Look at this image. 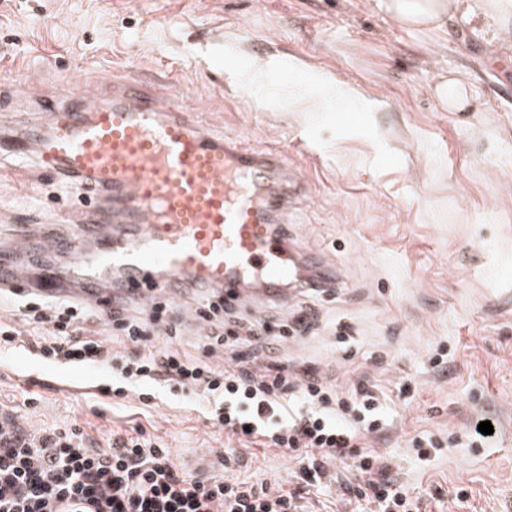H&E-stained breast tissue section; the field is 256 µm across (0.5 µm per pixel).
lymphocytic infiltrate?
<instances>
[{
    "label": "lymphocytic infiltrate",
    "mask_w": 512,
    "mask_h": 512,
    "mask_svg": "<svg viewBox=\"0 0 512 512\" xmlns=\"http://www.w3.org/2000/svg\"><path fill=\"white\" fill-rule=\"evenodd\" d=\"M10 311L0 320V351L25 352L57 367L96 365L108 372L100 397L147 410L168 397L202 401L228 441L216 451L223 478L185 470L167 446L142 426L84 432L79 423L28 431L11 409H0V512H316L313 495L337 483L336 512L364 503L367 512H419L410 486L378 452L391 427L385 393L364 378L340 388L316 368L288 369L255 348L305 334L315 311L299 309L291 323L239 319L212 302L197 315L207 332L203 356L172 349L183 319L171 305L130 302L110 316L85 302L45 294L0 293ZM103 318V330L90 329ZM168 343L157 346L159 337ZM225 365L214 364L217 354ZM287 454L296 484L239 474L236 444Z\"/></svg>",
    "instance_id": "lymphocytic-infiltrate-1"
}]
</instances>
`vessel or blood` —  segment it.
I'll return each instance as SVG.
<instances>
[{"label":"vessel or blood","instance_id":"obj_1","mask_svg":"<svg viewBox=\"0 0 512 512\" xmlns=\"http://www.w3.org/2000/svg\"><path fill=\"white\" fill-rule=\"evenodd\" d=\"M174 81L130 76L107 96L73 85L15 140L40 177L76 176L80 194L64 236L36 237L9 211L0 289L110 311L168 292L196 304L209 288L260 314L314 282L341 286L337 268L305 257L286 230L307 194L303 169L287 152L207 133L191 91H168Z\"/></svg>","mask_w":512,"mask_h":512}]
</instances>
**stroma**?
<instances>
[{"label":"stroma","instance_id":"stroma-1","mask_svg":"<svg viewBox=\"0 0 512 512\" xmlns=\"http://www.w3.org/2000/svg\"><path fill=\"white\" fill-rule=\"evenodd\" d=\"M375 0H0V78L24 85L0 95L19 136L44 94L71 82L132 73L194 89L215 136L295 152L312 182L290 230L299 248L337 264L343 284L265 317L291 318L313 301L316 329L297 337L289 365L318 368L337 386L365 376L397 404L381 449L402 481L435 497L429 512H512V42L486 21L430 31L401 26ZM468 82L475 112H446L437 73ZM338 84L355 104L297 112L295 97ZM262 111H255V104ZM0 197L32 224H55L74 192L52 179ZM351 338L341 349L335 327ZM41 384L43 399L24 394ZM0 404L33 429L71 422L135 424L196 469L223 448L224 432L191 405L141 410L101 405L82 370L31 356L0 357ZM497 420L493 443L469 441L471 416ZM447 437L429 462L414 435Z\"/></svg>","mask_w":512,"mask_h":512}]
</instances>
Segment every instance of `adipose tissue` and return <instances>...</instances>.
I'll return each instance as SVG.
<instances>
[{
    "label": "adipose tissue",
    "instance_id": "1",
    "mask_svg": "<svg viewBox=\"0 0 512 512\" xmlns=\"http://www.w3.org/2000/svg\"><path fill=\"white\" fill-rule=\"evenodd\" d=\"M378 7L398 22L437 30L451 21L475 23L478 16L495 18L501 36L512 33V0H485L481 14H474L467 0H377Z\"/></svg>",
    "mask_w": 512,
    "mask_h": 512
}]
</instances>
